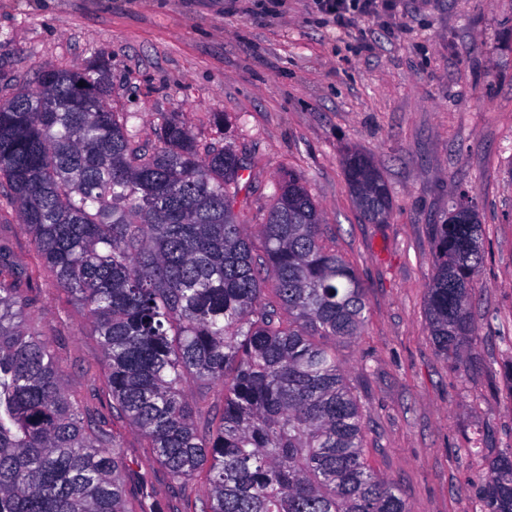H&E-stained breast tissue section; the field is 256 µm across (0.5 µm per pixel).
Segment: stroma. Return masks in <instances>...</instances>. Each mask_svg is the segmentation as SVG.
Masks as SVG:
<instances>
[{"mask_svg":"<svg viewBox=\"0 0 512 512\" xmlns=\"http://www.w3.org/2000/svg\"><path fill=\"white\" fill-rule=\"evenodd\" d=\"M386 20L337 28L312 0H0V101L36 87L44 66L100 56L113 111L134 113L156 145L160 116L200 146L250 159L243 219L262 223L275 183L300 175L326 235L364 288L360 336L336 346L365 414L370 465L410 512H476L474 482L512 448V0H395ZM374 160L391 192L388 223H365L343 158ZM479 212L484 268L473 284L476 335L459 362L436 350L425 318L431 227L461 190ZM0 245L35 284L33 331L49 337L69 392L109 402L108 369L86 313L55 288L14 216ZM131 469L160 497L171 483L125 422ZM482 438L485 455L471 453Z\"/></svg>","mask_w":512,"mask_h":512,"instance_id":"obj_1","label":"stroma"}]
</instances>
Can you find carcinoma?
Returning a JSON list of instances; mask_svg holds the SVG:
<instances>
[{
	"instance_id": "carcinoma-1",
	"label": "carcinoma",
	"mask_w": 512,
	"mask_h": 512,
	"mask_svg": "<svg viewBox=\"0 0 512 512\" xmlns=\"http://www.w3.org/2000/svg\"><path fill=\"white\" fill-rule=\"evenodd\" d=\"M110 72L100 57L44 67L36 90L1 103L0 178L56 288L88 314L112 412L171 483L205 477L192 512H409L367 463L363 410L328 345L360 333L366 300L303 179L275 184L263 223H245L235 203L252 188L247 159L201 148L171 119L145 146L112 111ZM344 175L363 221L386 223L392 201L372 159L347 153ZM481 237L466 193L433 225L426 318L447 359L475 335ZM28 286L0 248V512H134L119 437L71 398L51 341L26 329ZM190 380L224 388L205 429ZM478 495L482 512H512V448Z\"/></svg>"
}]
</instances>
